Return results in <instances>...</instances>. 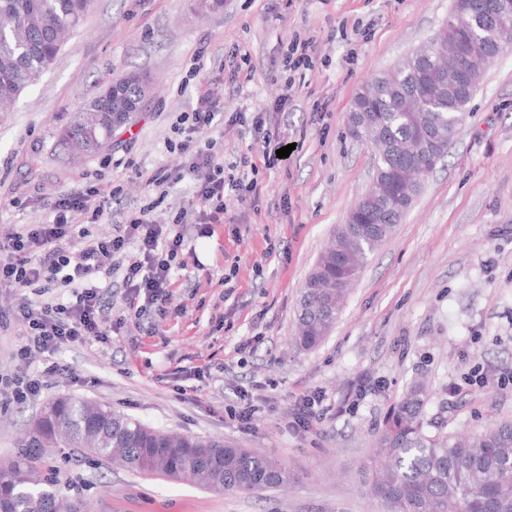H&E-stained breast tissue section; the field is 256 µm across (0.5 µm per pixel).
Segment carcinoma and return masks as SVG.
<instances>
[{
    "instance_id": "1",
    "label": "carcinoma",
    "mask_w": 512,
    "mask_h": 512,
    "mask_svg": "<svg viewBox=\"0 0 512 512\" xmlns=\"http://www.w3.org/2000/svg\"><path fill=\"white\" fill-rule=\"evenodd\" d=\"M459 0L448 21L401 57L394 68L357 93L352 111L368 113L380 176L375 193L382 206L350 210L324 246L309 273L318 283L299 303L296 343L317 347L329 334L346 289L369 256L381 246L412 206L420 187L407 162L413 151L429 166L444 157L485 69L500 52L494 31L481 20L487 0ZM87 0H0V104L21 93L55 62L64 37L80 27ZM462 67L474 80L448 86L434 83L443 70ZM138 87L121 85L97 96L61 132L71 148L92 151L133 115L128 101ZM424 390L412 386L380 438L372 473L373 494L394 512H512V422L478 434L429 436L418 420ZM108 465L119 462L139 475L167 481L201 480L216 490L251 492L288 485V468L248 448L211 437L181 436L145 427L107 406L72 397L52 399L34 421L8 464H0V512H90L77 496L57 489L46 460L57 454Z\"/></svg>"
}]
</instances>
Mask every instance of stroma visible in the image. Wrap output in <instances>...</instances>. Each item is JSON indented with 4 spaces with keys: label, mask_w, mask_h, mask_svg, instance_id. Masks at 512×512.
Here are the masks:
<instances>
[{
    "label": "stroma",
    "mask_w": 512,
    "mask_h": 512,
    "mask_svg": "<svg viewBox=\"0 0 512 512\" xmlns=\"http://www.w3.org/2000/svg\"><path fill=\"white\" fill-rule=\"evenodd\" d=\"M198 2L95 0L53 67L0 110V237L89 185L120 186L113 222L147 206L154 223H171L194 183L168 147L172 126L208 88L224 95L212 136L225 168L258 160L268 139L293 150L259 170V194L227 196L213 231L185 226L192 256L163 316L111 344L60 352L86 385L57 378L36 401L0 397V464L45 401L66 396L156 430L224 439L293 477L284 491L224 493L57 464L61 491L91 512H387L368 484L374 450L416 382L427 386V435L512 421V385L500 383L512 373V51L486 68L447 155L352 283L330 334L303 350L293 338L304 281L371 186L374 151L348 132L352 100L437 31L452 0H224L216 11ZM298 36L314 37L330 63L304 72L288 98L282 61ZM133 71L153 82L141 112L99 149L72 154L60 130ZM160 170L179 178L164 198L150 182ZM204 364L196 392L180 396L184 371ZM474 372L486 386L467 385ZM244 391L257 407L247 430L231 415ZM312 391L326 412L309 432L288 431L296 398Z\"/></svg>",
    "instance_id": "35a3bbf8"
}]
</instances>
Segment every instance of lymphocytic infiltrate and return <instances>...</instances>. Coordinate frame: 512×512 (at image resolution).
<instances>
[{
  "label": "lymphocytic infiltrate",
  "instance_id": "obj_1",
  "mask_svg": "<svg viewBox=\"0 0 512 512\" xmlns=\"http://www.w3.org/2000/svg\"><path fill=\"white\" fill-rule=\"evenodd\" d=\"M218 104V97L205 91L180 118V139L173 147L186 156L197 185L190 209L179 210L171 224L153 223L145 207L113 223L118 188L92 186L57 198L48 218L16 225L0 240V286L18 292L9 312L0 313V329L17 327L22 338L15 352L22 369L0 374V395L23 403L40 397L51 379L79 382V375L59 358L63 347L108 344L126 323H138L149 313L162 315L175 269L187 267L183 228L188 220L223 223L226 193L257 191L256 180L225 174L215 142L204 137L217 122ZM77 213L87 215L92 224H113L114 230L100 237L75 231L72 217ZM116 274L126 309L119 319L112 316L103 285ZM57 281L72 285L71 300L51 296L50 286ZM34 360L37 372H27Z\"/></svg>",
  "mask_w": 512,
  "mask_h": 512
}]
</instances>
